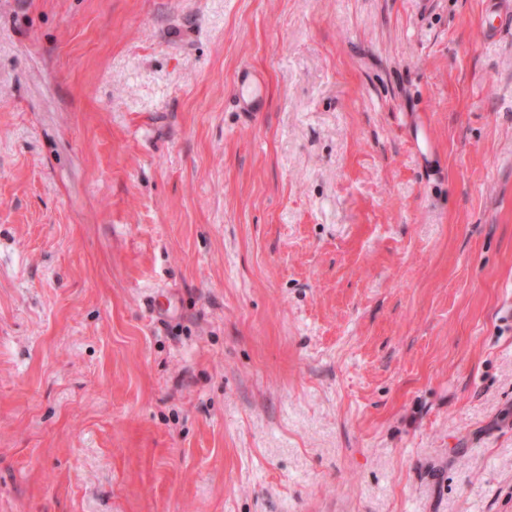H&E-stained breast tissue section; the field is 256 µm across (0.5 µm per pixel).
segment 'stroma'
<instances>
[{"instance_id": "35a3bbf8", "label": "stroma", "mask_w": 512, "mask_h": 512, "mask_svg": "<svg viewBox=\"0 0 512 512\" xmlns=\"http://www.w3.org/2000/svg\"><path fill=\"white\" fill-rule=\"evenodd\" d=\"M492 11L0 0V512H512ZM238 80L241 82V97L237 101V106L241 112L248 117L262 112L265 108V101L261 96L260 81L261 77L255 71L244 68L238 73ZM250 88L251 93L248 96L243 94V88Z\"/></svg>"}]
</instances>
